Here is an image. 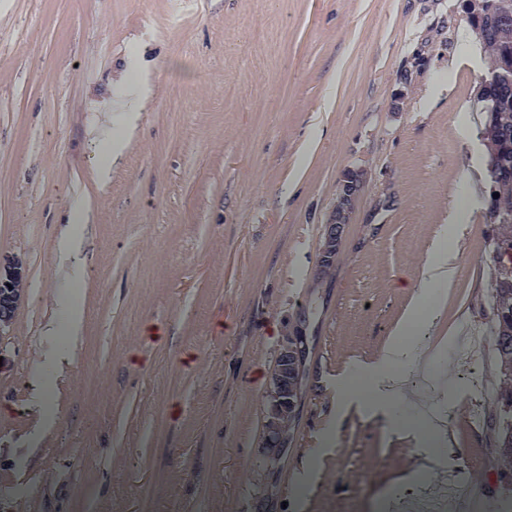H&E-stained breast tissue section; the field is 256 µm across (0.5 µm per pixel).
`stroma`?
Returning a JSON list of instances; mask_svg holds the SVG:
<instances>
[{
    "mask_svg": "<svg viewBox=\"0 0 512 512\" xmlns=\"http://www.w3.org/2000/svg\"><path fill=\"white\" fill-rule=\"evenodd\" d=\"M470 30L464 0H0V512H260L334 421L322 374L386 344L436 237L456 272L423 343L485 329L494 227L467 161L486 71L448 68ZM118 73L153 92L102 177L92 129ZM76 207L86 222L64 224ZM73 291L81 331L46 335ZM294 336L298 415L270 457L266 391ZM497 372L489 347L435 363L466 454L425 486L497 473ZM414 446L352 417L305 512H372ZM358 189L359 182L353 175L348 176L341 184L336 215L325 227V248L321 257L323 266H328L336 255V250L343 237L344 226L347 224L351 204Z\"/></svg>",
    "mask_w": 512,
    "mask_h": 512,
    "instance_id": "1",
    "label": "stroma"
}]
</instances>
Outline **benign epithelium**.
Listing matches in <instances>:
<instances>
[{"label":"benign epithelium","mask_w":512,"mask_h":512,"mask_svg":"<svg viewBox=\"0 0 512 512\" xmlns=\"http://www.w3.org/2000/svg\"><path fill=\"white\" fill-rule=\"evenodd\" d=\"M359 189L356 177H347L340 187L336 215L325 227V248L321 263L327 266L336 255L342 240L344 226L347 224L351 204ZM303 363V346L294 338L283 346L278 361L270 375L267 403V422L269 428L264 434L263 447L281 448L284 446V429L280 424L285 413L294 408L299 372Z\"/></svg>","instance_id":"1"}]
</instances>
